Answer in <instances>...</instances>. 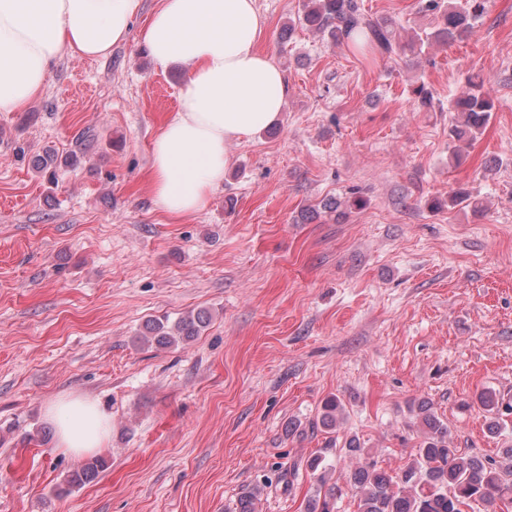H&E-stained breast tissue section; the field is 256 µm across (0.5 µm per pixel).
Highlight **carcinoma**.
I'll return each instance as SVG.
<instances>
[{
    "mask_svg": "<svg viewBox=\"0 0 512 512\" xmlns=\"http://www.w3.org/2000/svg\"><path fill=\"white\" fill-rule=\"evenodd\" d=\"M489 0H465L464 5L441 15L442 27L433 32H414L402 42L396 32V22L373 16L363 0H305L298 23L310 31L326 34L336 44L361 41L365 52L374 57L391 58L411 53L420 55L432 42L452 43L469 38L474 22L488 12ZM461 115V124L452 129L457 139L473 140L489 123L494 104L479 76L468 79L465 89L450 103ZM55 149H45L34 160V167L43 172L60 163L66 165L74 158L58 160ZM481 208L479 201L459 189L448 193V201L436 200L434 206ZM206 311L191 313L174 325L154 319L146 324L143 339L153 338L161 346H175L197 335L209 324ZM485 413V428L489 435L500 436L506 428L505 417L512 415V404L500 399L496 392L486 389L477 396ZM424 436L413 458L391 476L379 465L370 449L352 437L345 441L342 451L355 459L356 465L346 475V482L358 495V512H462L460 506L493 505L512 501V444L500 449L497 457L468 453L452 446L448 423L432 410L429 404L418 406ZM341 399L328 397L322 405L318 422L324 430L333 431L342 418ZM106 466L103 458L94 456L67 475L65 482L74 487L96 479ZM317 474L316 490L307 500L305 512H335L341 489L328 484L325 458L318 454L307 462Z\"/></svg>",
    "mask_w": 512,
    "mask_h": 512,
    "instance_id": "cac0c4a2",
    "label": "carcinoma"
}]
</instances>
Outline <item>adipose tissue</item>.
I'll use <instances>...</instances> for the list:
<instances>
[{
    "label": "adipose tissue",
    "instance_id": "obj_1",
    "mask_svg": "<svg viewBox=\"0 0 512 512\" xmlns=\"http://www.w3.org/2000/svg\"><path fill=\"white\" fill-rule=\"evenodd\" d=\"M142 0H0V112L29 105L59 57L103 59L124 43ZM266 20L257 0H159L140 32L154 63L180 65L187 76L177 110L157 133L150 189L172 218L203 210L224 183L228 146L276 123L288 82L258 48ZM46 418L57 446L74 455L107 444L112 421L89 398L64 394Z\"/></svg>",
    "mask_w": 512,
    "mask_h": 512
}]
</instances>
